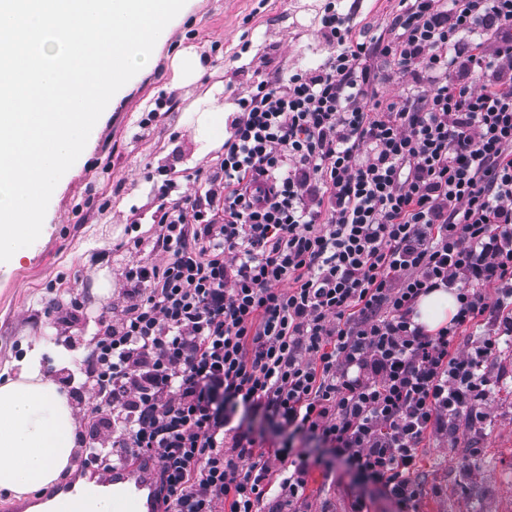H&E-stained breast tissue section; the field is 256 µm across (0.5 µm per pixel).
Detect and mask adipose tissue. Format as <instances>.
Instances as JSON below:
<instances>
[{
	"instance_id": "1",
	"label": "adipose tissue",
	"mask_w": 512,
	"mask_h": 512,
	"mask_svg": "<svg viewBox=\"0 0 512 512\" xmlns=\"http://www.w3.org/2000/svg\"><path fill=\"white\" fill-rule=\"evenodd\" d=\"M417 321L436 331L456 312L450 291L419 299ZM20 358L0 368V490L25 497L59 480L75 452L78 418L45 371L42 338L26 337Z\"/></svg>"
}]
</instances>
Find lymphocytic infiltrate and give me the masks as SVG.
Here are the masks:
<instances>
[{
  "instance_id": "f902f5d3",
  "label": "lymphocytic infiltrate",
  "mask_w": 512,
  "mask_h": 512,
  "mask_svg": "<svg viewBox=\"0 0 512 512\" xmlns=\"http://www.w3.org/2000/svg\"><path fill=\"white\" fill-rule=\"evenodd\" d=\"M398 6L363 42L326 7L329 56L288 78L259 57L222 160L160 197L167 263L126 271L120 318L87 344L82 453L107 469L155 459L159 512H285L302 496L290 448L231 430L240 404L412 512L421 445L454 439L496 385L512 335V0ZM396 74L411 81L385 98ZM442 287L457 310L430 333L415 303Z\"/></svg>"
}]
</instances>
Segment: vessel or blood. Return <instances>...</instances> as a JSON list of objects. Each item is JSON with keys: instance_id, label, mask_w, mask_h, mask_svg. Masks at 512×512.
Returning <instances> with one entry per match:
<instances>
[{"instance_id": "b4317fda", "label": "vessel or blood", "mask_w": 512, "mask_h": 512, "mask_svg": "<svg viewBox=\"0 0 512 512\" xmlns=\"http://www.w3.org/2000/svg\"><path fill=\"white\" fill-rule=\"evenodd\" d=\"M157 464L145 459L132 467L100 472L102 485L111 487L114 512H154Z\"/></svg>"}]
</instances>
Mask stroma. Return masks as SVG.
<instances>
[{
  "instance_id": "1",
  "label": "stroma",
  "mask_w": 512,
  "mask_h": 512,
  "mask_svg": "<svg viewBox=\"0 0 512 512\" xmlns=\"http://www.w3.org/2000/svg\"><path fill=\"white\" fill-rule=\"evenodd\" d=\"M327 2L187 0L168 39L154 47L151 66L113 99L93 139L55 188L44 219L47 233L32 258L9 271L0 268V366L21 355L29 336L44 339L48 374H55V356L66 340H73V354L86 356L85 343L102 329L98 316L116 299L125 269L168 260L151 248V215L163 185L172 184L176 196L191 193L190 174L222 157L221 150L201 148L198 101L220 84L208 108L223 112L229 123L238 113L231 91L241 81L237 67L267 50L273 53L268 71L275 77L323 61L330 53L320 31ZM335 2L337 15L358 41L378 33L397 8L396 0ZM188 50L207 58L199 78L174 70L175 60ZM171 95L174 107L143 124L144 114ZM136 237L142 245L135 250L130 243ZM102 269L111 280L104 295L94 287ZM76 293L85 301L83 320L60 323L46 314L48 301L66 308ZM119 315L111 309V318ZM493 370L499 380L480 406L478 432L463 428L454 441L434 437L422 448L418 479L425 493L417 512H512V348L502 352ZM293 448L305 453L309 464L297 512H354L360 498L367 512H400L379 486L357 484L343 463L317 454L315 442L297 437Z\"/></svg>"
}]
</instances>
